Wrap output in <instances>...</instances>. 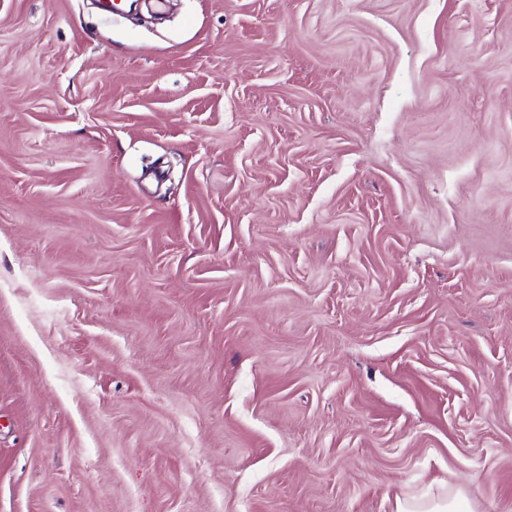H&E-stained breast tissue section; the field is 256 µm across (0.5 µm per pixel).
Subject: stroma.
I'll return each mask as SVG.
<instances>
[{"mask_svg":"<svg viewBox=\"0 0 512 512\" xmlns=\"http://www.w3.org/2000/svg\"><path fill=\"white\" fill-rule=\"evenodd\" d=\"M0 0V512H512V0ZM396 512H474L465 491L460 486L448 488L438 495L427 494L419 498L398 497Z\"/></svg>","mask_w":512,"mask_h":512,"instance_id":"1","label":"stroma"}]
</instances>
